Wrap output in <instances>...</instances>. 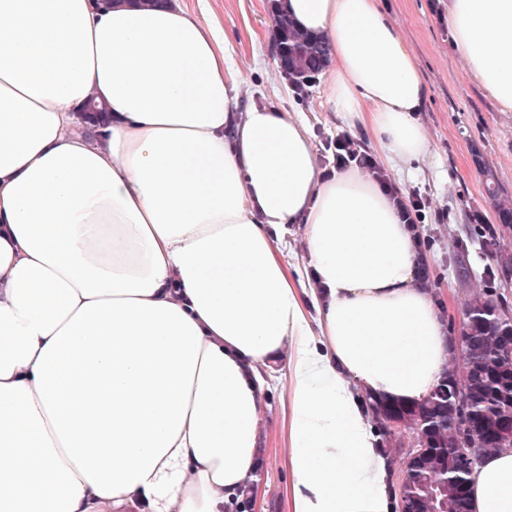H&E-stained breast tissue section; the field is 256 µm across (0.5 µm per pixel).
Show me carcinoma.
I'll use <instances>...</instances> for the list:
<instances>
[{
	"label": "carcinoma",
	"instance_id": "carcinoma-1",
	"mask_svg": "<svg viewBox=\"0 0 512 512\" xmlns=\"http://www.w3.org/2000/svg\"><path fill=\"white\" fill-rule=\"evenodd\" d=\"M279 49L287 51L294 88L309 84L328 63L330 50L321 40L296 27L275 10ZM486 193L497 210L500 235L512 237V196L505 194L486 173ZM492 294L474 296L466 306L471 314L463 336L462 351L455 365L419 403L375 400L365 397V405L381 435L380 447L394 448L396 437L388 419L402 423L405 431L424 436L428 454L408 475L406 512H469V466L460 463L457 447L471 449L482 458L512 443L500 442V431L512 422V355L502 353L512 342V323H503L493 314ZM466 396L464 409L470 431L462 434L457 396Z\"/></svg>",
	"mask_w": 512,
	"mask_h": 512
}]
</instances>
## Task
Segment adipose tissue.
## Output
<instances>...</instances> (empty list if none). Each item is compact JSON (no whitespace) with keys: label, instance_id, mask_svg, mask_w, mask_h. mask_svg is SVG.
<instances>
[{"label":"adipose tissue","instance_id":"obj_1","mask_svg":"<svg viewBox=\"0 0 512 512\" xmlns=\"http://www.w3.org/2000/svg\"><path fill=\"white\" fill-rule=\"evenodd\" d=\"M282 9L329 46L349 128L386 164L425 155L420 65L378 0ZM447 11L470 80L511 112L512 0ZM241 83L178 0H0V512H224L257 479L283 355L291 512H394L362 397H426L448 316L378 183L322 179L307 125L239 109ZM91 99L108 117L88 133ZM469 498L512 512V448Z\"/></svg>","mask_w":512,"mask_h":512}]
</instances>
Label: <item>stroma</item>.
Wrapping results in <instances>:
<instances>
[{"mask_svg":"<svg viewBox=\"0 0 512 512\" xmlns=\"http://www.w3.org/2000/svg\"><path fill=\"white\" fill-rule=\"evenodd\" d=\"M186 8L224 33L230 62L243 77L240 107L274 104L306 120L316 162L328 170L330 147L337 136L351 135L371 148L368 133L350 131L342 116L321 95L320 83L306 94L294 92L280 69L270 0H184ZM387 16L413 50L426 83V98L417 121L430 148L409 165L387 169L391 183L404 193L420 195L429 285L448 307V329L457 335L464 303L472 290L497 294L512 307V284L503 279L500 254L512 256V238L499 249L498 216L485 192L484 171H491L512 194V112L473 84L457 56L444 17V0H381ZM287 372L285 359L271 364L273 382L264 410L261 480L256 512H290L285 465V417L278 383Z\"/></svg>","mask_w":512,"mask_h":512,"instance_id":"1","label":"stroma"}]
</instances>
